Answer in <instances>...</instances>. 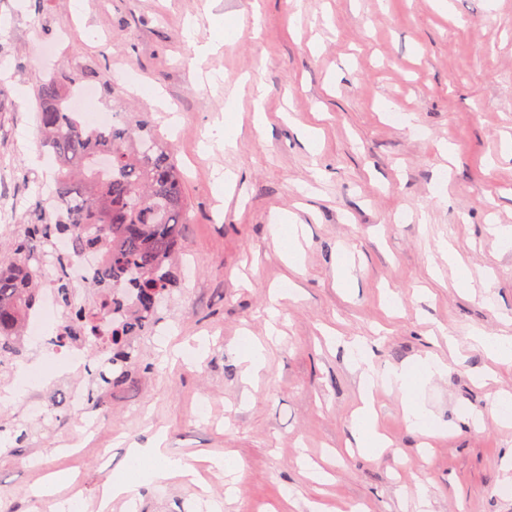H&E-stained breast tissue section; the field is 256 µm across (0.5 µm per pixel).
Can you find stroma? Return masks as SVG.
Listing matches in <instances>:
<instances>
[{"instance_id":"35a3bbf8","label":"stroma","mask_w":512,"mask_h":512,"mask_svg":"<svg viewBox=\"0 0 512 512\" xmlns=\"http://www.w3.org/2000/svg\"><path fill=\"white\" fill-rule=\"evenodd\" d=\"M231 22L240 36L200 57ZM33 29L56 40L76 86L104 69L133 75L95 106L153 122L170 144L191 218L178 266L191 274L163 312V335L137 339L139 364L109 392L111 416L94 436L79 439L58 405L69 380L45 390L43 418L12 379L0 382V420L31 427L0 453V506L54 512L77 478L84 512H97L126 448L160 435L223 512H309L313 502L418 512L420 486L430 512H512L501 493L512 487V427L493 411L496 393L512 392V364H491L471 339L475 329L512 336V248L494 235L512 226V0H0V251L55 173L19 137L35 128V90L52 71ZM225 121L236 146L201 148L197 128ZM307 126L318 130L313 150ZM224 171L235 176L226 189L216 181ZM289 215L302 226L294 271L271 231ZM445 245L460 269L448 267ZM353 336L375 341L383 365L446 357L447 375L424 399L448 436L424 442L399 396L382 391L390 448L368 458L348 447L359 379L341 340ZM251 340L266 348L255 385L238 357ZM196 344L199 358L173 360V346ZM486 369L493 379L476 386ZM470 411L483 412L480 427L464 422ZM228 453L240 465L232 477L211 467ZM312 464L322 481L309 478ZM54 472L70 481L43 494ZM198 493L177 479L148 483L112 512H202Z\"/></svg>"}]
</instances>
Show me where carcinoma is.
<instances>
[{
	"label": "carcinoma",
	"instance_id": "1",
	"mask_svg": "<svg viewBox=\"0 0 512 512\" xmlns=\"http://www.w3.org/2000/svg\"><path fill=\"white\" fill-rule=\"evenodd\" d=\"M68 83L63 69L37 89L41 146L58 165L57 205L18 225L14 253L0 256V374L10 369L6 356H24L23 317L40 302L44 273L36 254L47 245L43 232L49 229L70 242L64 263L87 252L103 254L85 301H76L63 277L53 286L68 317L64 335L81 341L91 363L88 409L105 415L106 393L125 384L138 363L134 340L151 333L160 302L179 287L178 227L189 223V205L171 148L149 121L85 126L66 105ZM99 157L108 159V170L96 169ZM110 314L124 321L103 336L100 325ZM101 345L109 356L100 357Z\"/></svg>",
	"mask_w": 512,
	"mask_h": 512
}]
</instances>
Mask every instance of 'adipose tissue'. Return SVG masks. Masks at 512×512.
I'll return each instance as SVG.
<instances>
[{
    "label": "adipose tissue",
    "instance_id": "1",
    "mask_svg": "<svg viewBox=\"0 0 512 512\" xmlns=\"http://www.w3.org/2000/svg\"><path fill=\"white\" fill-rule=\"evenodd\" d=\"M346 346L360 377V404L353 414L352 427V435L360 451L377 457L390 445L377 427L379 413L374 389L379 385L400 393L402 411L410 427L421 435H433V414L420 399L418 391L424 384L445 374L448 368L446 361L438 355L428 353L382 369L377 365L374 351L365 339L353 338L347 341ZM125 457L126 467L130 470L141 467L143 462H150L148 476L151 481L178 477L194 485L200 482L193 468L169 457L161 446L130 448L127 449Z\"/></svg>",
    "mask_w": 512,
    "mask_h": 512
}]
</instances>
